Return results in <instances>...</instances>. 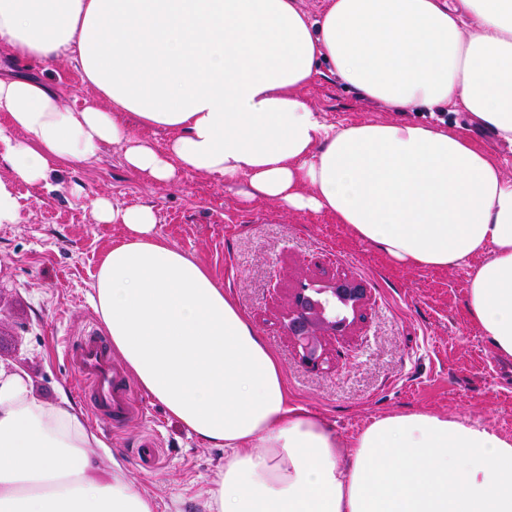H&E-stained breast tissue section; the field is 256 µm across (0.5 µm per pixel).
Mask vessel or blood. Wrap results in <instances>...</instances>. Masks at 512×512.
<instances>
[{"label": "vessel or blood", "mask_w": 512, "mask_h": 512, "mask_svg": "<svg viewBox=\"0 0 512 512\" xmlns=\"http://www.w3.org/2000/svg\"><path fill=\"white\" fill-rule=\"evenodd\" d=\"M65 356L97 420L120 429L139 416L130 380L114 360L106 336L98 330L88 329L67 345Z\"/></svg>", "instance_id": "obj_1"}]
</instances>
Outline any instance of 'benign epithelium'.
<instances>
[{"instance_id": "obj_1", "label": "benign epithelium", "mask_w": 512, "mask_h": 512, "mask_svg": "<svg viewBox=\"0 0 512 512\" xmlns=\"http://www.w3.org/2000/svg\"><path fill=\"white\" fill-rule=\"evenodd\" d=\"M370 300L358 280L338 277L328 283H303L295 289L287 314V330L302 360L313 368L327 358V336H349L354 327L347 313L357 314Z\"/></svg>"}]
</instances>
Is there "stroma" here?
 Listing matches in <instances>:
<instances>
[{
	"label": "stroma",
	"instance_id": "stroma-1",
	"mask_svg": "<svg viewBox=\"0 0 512 512\" xmlns=\"http://www.w3.org/2000/svg\"><path fill=\"white\" fill-rule=\"evenodd\" d=\"M33 70L57 86L65 105L92 93L68 60ZM300 94L339 126L399 118L330 75ZM58 182L56 190L16 182L20 218L0 225V369L25 371L46 403L65 398L85 407L64 346L99 322L93 275L124 234L123 225L97 221L89 202L103 197L123 207L152 206L158 234L234 295L279 361L289 398L342 437L378 417L411 411L461 415L512 437V362L497 358L467 317V268L400 265L327 215L245 201L206 175L152 182L127 167L118 145L106 146L94 165L61 171ZM339 274L360 280L371 302L352 334L332 342L331 361L314 370L301 361L281 315L299 282ZM134 394L145 418L124 429L85 416L102 441L90 455L103 470L119 460L155 512H206L205 490L224 462L223 449L189 435L142 388ZM150 432L161 438V460L147 469L134 453Z\"/></svg>",
	"mask_w": 512,
	"mask_h": 512
}]
</instances>
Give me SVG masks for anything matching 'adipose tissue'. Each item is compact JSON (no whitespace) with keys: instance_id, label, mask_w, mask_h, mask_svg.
I'll return each mask as SVG.
<instances>
[{"instance_id":"obj_1","label":"adipose tissue","mask_w":512,"mask_h":512,"mask_svg":"<svg viewBox=\"0 0 512 512\" xmlns=\"http://www.w3.org/2000/svg\"><path fill=\"white\" fill-rule=\"evenodd\" d=\"M0 224L14 179L43 183L122 145L158 184L182 172L312 211L405 266L471 273L466 310L512 360V178L444 113L512 148V0H0ZM74 60L80 106L10 60ZM329 72L402 118L345 127L300 95ZM421 109L428 120L406 119ZM171 132L166 151L131 124ZM123 225L92 302L112 352L171 418L224 451L207 512H512V438L408 412L344 439L292 404L282 369L211 272L156 233L152 207L91 200ZM70 403L0 370V512H154Z\"/></svg>"}]
</instances>
